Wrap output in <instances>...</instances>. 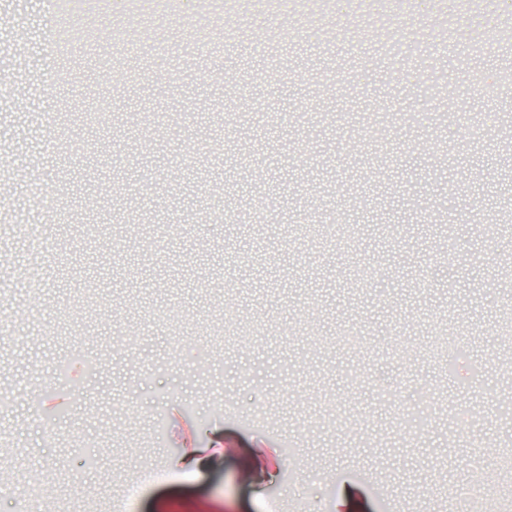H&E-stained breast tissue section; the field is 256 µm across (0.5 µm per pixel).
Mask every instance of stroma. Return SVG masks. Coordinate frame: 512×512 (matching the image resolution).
<instances>
[{
  "mask_svg": "<svg viewBox=\"0 0 512 512\" xmlns=\"http://www.w3.org/2000/svg\"><path fill=\"white\" fill-rule=\"evenodd\" d=\"M60 2L0 0V55L33 76L0 95V512L31 486L30 512H111L120 474L154 466L168 477L132 512H385L378 483L397 512H462L475 473L496 485L512 245L487 218L512 126L464 118L512 114V57L471 52L512 0L463 22L451 0H414L384 25L379 0H96L70 18L50 87L40 31ZM61 106L96 120L42 129ZM195 112L224 115L201 190L214 132ZM377 116L400 209L387 241L346 191L376 164ZM303 178L335 185L336 225L358 226L323 262L292 234L319 226L317 198H293ZM451 182L467 189L444 199L466 259L436 267L430 195ZM193 448L209 460L189 474Z\"/></svg>",
  "mask_w": 512,
  "mask_h": 512,
  "instance_id": "stroma-1",
  "label": "stroma"
}]
</instances>
